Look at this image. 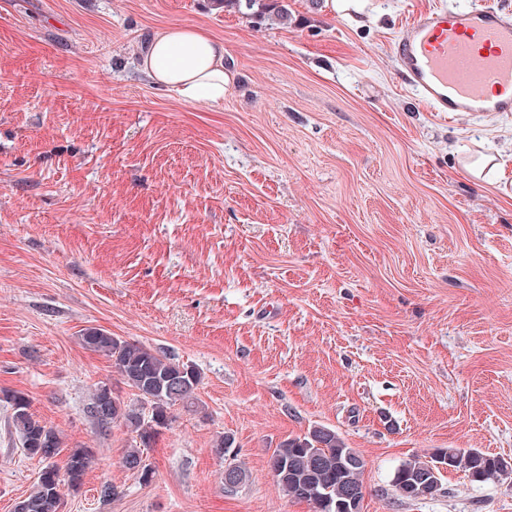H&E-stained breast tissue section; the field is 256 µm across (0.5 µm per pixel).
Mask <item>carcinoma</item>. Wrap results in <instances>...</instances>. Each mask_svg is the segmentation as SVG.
Returning <instances> with one entry per match:
<instances>
[{
    "label": "carcinoma",
    "instance_id": "carcinoma-1",
    "mask_svg": "<svg viewBox=\"0 0 512 512\" xmlns=\"http://www.w3.org/2000/svg\"><path fill=\"white\" fill-rule=\"evenodd\" d=\"M214 2L254 18L273 15L278 21L288 23V9L280 0ZM79 340L85 349L112 359L123 382L140 398L138 405H127L117 396L108 400L99 386L91 396L89 413L103 428L119 421L136 434L139 446L127 450L123 467L147 483L153 477V470L144 459V449L159 440L171 420L174 406L198 411L196 392L201 385V374L192 365L180 364L143 344L120 340L101 328L85 329ZM7 400L25 455L43 464L33 491L19 502L15 512H60L62 489L82 484L92 451L64 449L59 433L34 418L25 394L14 392ZM62 455L65 459L60 466L57 458ZM438 462L448 465L450 471L464 472L474 483L512 474V462L502 456L478 448H451L436 453L429 461L409 460L400 464L391 478L395 492L408 500L435 495L441 489ZM269 467L277 486L290 498L313 506L319 502L330 504V508L314 512H361L351 506L349 494L363 487L364 462L331 428L315 426L302 437L285 439L274 450Z\"/></svg>",
    "mask_w": 512,
    "mask_h": 512
}]
</instances>
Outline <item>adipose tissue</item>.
Returning a JSON list of instances; mask_svg holds the SVG:
<instances>
[{
	"label": "adipose tissue",
	"mask_w": 512,
	"mask_h": 512,
	"mask_svg": "<svg viewBox=\"0 0 512 512\" xmlns=\"http://www.w3.org/2000/svg\"><path fill=\"white\" fill-rule=\"evenodd\" d=\"M225 59L222 40L195 27L173 25L151 38L141 68L155 85L173 88L187 101L219 103Z\"/></svg>",
	"instance_id": "adipose-tissue-1"
}]
</instances>
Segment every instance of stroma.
Wrapping results in <instances>:
<instances>
[{"mask_svg":"<svg viewBox=\"0 0 512 512\" xmlns=\"http://www.w3.org/2000/svg\"><path fill=\"white\" fill-rule=\"evenodd\" d=\"M435 2L285 0L282 25L212 0H0V512L42 468L15 391L93 452L62 512H313L268 460L316 425L363 460L362 512H512V476L391 486L451 448L512 458V116L401 85L392 41ZM172 25L223 40L222 103L140 72ZM90 327L201 373L150 482L122 465L134 433L87 412L103 383L137 401Z\"/></svg>","mask_w":512,"mask_h":512,"instance_id":"35a3bbf8","label":"stroma"}]
</instances>
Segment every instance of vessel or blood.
<instances>
[{"label": "vessel or blood", "mask_w": 512, "mask_h": 512, "mask_svg": "<svg viewBox=\"0 0 512 512\" xmlns=\"http://www.w3.org/2000/svg\"><path fill=\"white\" fill-rule=\"evenodd\" d=\"M397 76L433 112L512 115V11L471 0L416 14L395 36Z\"/></svg>", "instance_id": "1"}]
</instances>
